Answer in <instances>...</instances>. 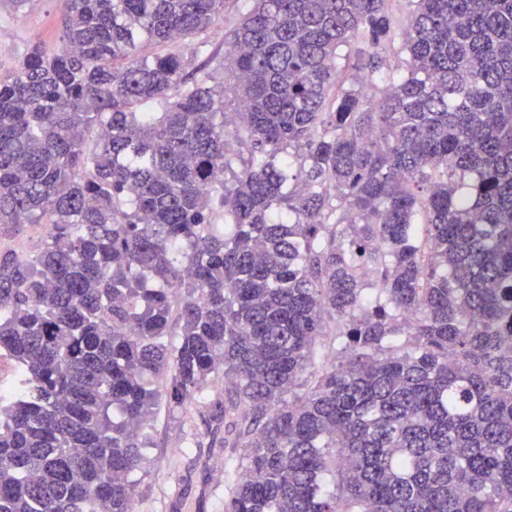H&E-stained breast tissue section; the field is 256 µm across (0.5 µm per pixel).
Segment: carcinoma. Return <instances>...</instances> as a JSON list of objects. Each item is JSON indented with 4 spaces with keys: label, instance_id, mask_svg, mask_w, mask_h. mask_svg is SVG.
<instances>
[{
    "label": "carcinoma",
    "instance_id": "cac0c4a2",
    "mask_svg": "<svg viewBox=\"0 0 512 512\" xmlns=\"http://www.w3.org/2000/svg\"><path fill=\"white\" fill-rule=\"evenodd\" d=\"M67 2L0 78V512H132L162 399L224 512H512V0H252L222 86L228 0ZM251 6L248 0H234L227 3L224 11V18L222 16L215 22V24L204 33L201 37L195 38L193 43L198 44L205 42L203 48L206 52L204 54L198 53L197 60L193 64L202 62L206 55L210 52L214 57L224 60V29L229 26L242 12H245ZM401 43L402 32H399V34L396 36L394 44V53L399 49ZM403 57V55L397 57L396 53L393 54V52H390V55L387 57V66L381 73L375 76L370 92L373 91L374 93H377L379 90H381L384 87V85L388 82L390 75L398 77L406 73L404 63H402ZM44 225L45 224H23L18 234L10 239L3 238L0 241V247L8 244L19 252L26 254L34 253L45 236L46 228Z\"/></svg>",
    "mask_w": 512,
    "mask_h": 512
}]
</instances>
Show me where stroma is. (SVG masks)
<instances>
[{
    "label": "stroma",
    "mask_w": 512,
    "mask_h": 512,
    "mask_svg": "<svg viewBox=\"0 0 512 512\" xmlns=\"http://www.w3.org/2000/svg\"><path fill=\"white\" fill-rule=\"evenodd\" d=\"M66 9L65 0H0V76L13 73L32 45H58ZM200 411L194 401L176 411L158 407L134 475L135 512H224L233 457L218 443L197 447L192 431Z\"/></svg>",
    "instance_id": "1"
}]
</instances>
